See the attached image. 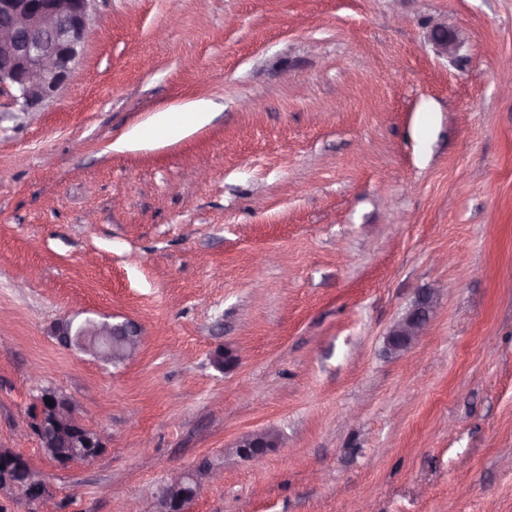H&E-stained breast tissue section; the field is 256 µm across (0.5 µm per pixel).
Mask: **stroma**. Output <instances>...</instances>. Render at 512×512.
<instances>
[{
    "instance_id": "stroma-1",
    "label": "stroma",
    "mask_w": 512,
    "mask_h": 512,
    "mask_svg": "<svg viewBox=\"0 0 512 512\" xmlns=\"http://www.w3.org/2000/svg\"><path fill=\"white\" fill-rule=\"evenodd\" d=\"M104 317L134 361L59 343ZM49 388L106 437L81 468L26 426ZM0 448L56 512H156L174 470L186 512H512V0H95L54 98L0 93ZM182 114L170 111L158 112L148 124L139 128L135 134L138 137H154L156 135H170L182 132L187 125L182 120ZM435 305L434 292L419 294L411 309L390 332L387 338L389 349L395 353L404 352L423 336L433 316ZM278 445V436L272 429H264L248 434L233 446V453L241 460L260 462L271 448Z\"/></svg>"
}]
</instances>
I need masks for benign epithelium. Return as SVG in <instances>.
I'll return each mask as SVG.
<instances>
[{"label": "benign epithelium", "instance_id": "benign-epithelium-1", "mask_svg": "<svg viewBox=\"0 0 512 512\" xmlns=\"http://www.w3.org/2000/svg\"><path fill=\"white\" fill-rule=\"evenodd\" d=\"M94 0H0V89L11 93L21 112H33L52 98L67 81L80 55L84 35L91 21ZM432 40L439 52L450 54L458 46L457 35L446 26L432 30ZM435 293L423 292L411 309L394 326L387 338L390 350L406 351L423 336L433 316ZM58 335L68 343L88 349L96 355H116L132 359L142 340L135 324L126 321L87 320L73 326L67 321L58 326ZM55 403L46 414H39L30 427L40 445L49 448L63 443L68 451L57 464L67 469L89 462L104 450V435L84 424L75 414L72 402L57 392ZM278 436L272 429L248 434L233 446L240 459L260 462L270 449L277 447ZM190 476H171L163 490L159 512H186L195 495L187 487ZM0 492L16 494L28 500L22 487L7 470L0 471Z\"/></svg>", "mask_w": 512, "mask_h": 512}]
</instances>
